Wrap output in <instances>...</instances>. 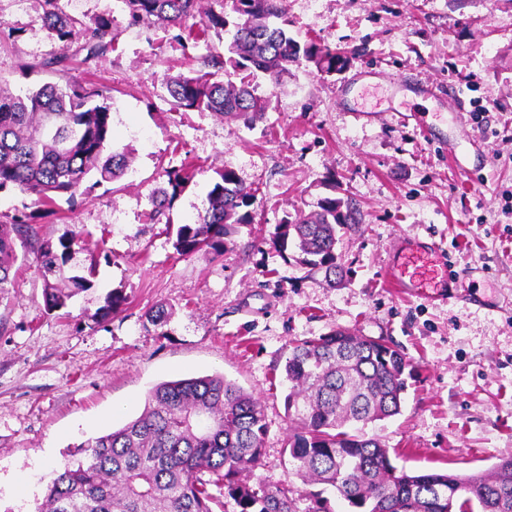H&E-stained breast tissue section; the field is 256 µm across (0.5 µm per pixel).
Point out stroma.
Returning a JSON list of instances; mask_svg holds the SVG:
<instances>
[{
    "label": "stroma",
    "mask_w": 512,
    "mask_h": 512,
    "mask_svg": "<svg viewBox=\"0 0 512 512\" xmlns=\"http://www.w3.org/2000/svg\"><path fill=\"white\" fill-rule=\"evenodd\" d=\"M61 5L86 23L113 18L114 50L63 73L41 69L67 46L43 28L40 0H0V86L95 84L112 143L134 162L53 205L0 191V217L26 209L54 240L78 226L84 249L108 254L66 309L46 314L31 261L0 301V512H36L77 445L138 416L155 385L212 374L259 398L268 429L255 476L285 479L288 344L336 328L394 344L415 366L400 414L364 428L400 464L469 474L512 458V0H287L296 40L349 61L333 74L293 65L277 84L259 76L272 108L252 130L175 111L163 84L202 70L224 46L215 32L179 42L128 26L121 0ZM456 154L468 173L453 169ZM186 159L201 168L196 186L176 201L172 226L148 223L163 169ZM224 168L255 189L252 223L231 226L223 255H178V225L195 222ZM332 196L360 218L336 245L333 282L298 265L295 247L270 243L284 216ZM401 235L438 245L461 276L455 298L388 286ZM114 289L127 302L99 322ZM160 305L174 311L162 328L146 317Z\"/></svg>",
    "instance_id": "stroma-1"
}]
</instances>
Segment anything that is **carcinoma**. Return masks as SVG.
Returning <instances> with one entry per match:
<instances>
[{"instance_id": "carcinoma-1", "label": "carcinoma", "mask_w": 512, "mask_h": 512, "mask_svg": "<svg viewBox=\"0 0 512 512\" xmlns=\"http://www.w3.org/2000/svg\"><path fill=\"white\" fill-rule=\"evenodd\" d=\"M122 2L130 26L175 28L182 40L193 37L186 22L198 17L201 32L231 35L224 52L210 55L214 71L169 75L164 84L176 109L232 118L248 129L271 108L270 97L257 92L258 74L277 84L288 66L303 60L326 73L347 63L344 51L316 41L302 46L290 35L286 0H223L218 12L204 8L203 0ZM41 3L42 27L76 44L74 54L88 61L112 49V19L86 24L67 14L60 0ZM72 55L45 58L41 66L63 72ZM101 97L93 84L46 83L21 95L0 87V190L16 188L46 205L73 200L94 171L105 181L122 177L129 151L113 148L111 109L98 102ZM196 175L192 163L165 171L166 187L152 196L149 223L170 219ZM216 175L196 222L178 227L180 256L203 247L222 255L229 225L251 221L256 190L230 169ZM356 223L349 203L326 197L311 214L282 219L272 244L284 252L288 240H296L301 264L331 274L338 232ZM82 238L75 226L56 242L43 239L22 212L0 220V298L19 257H33L45 276L71 260ZM97 265L91 257L63 287L45 282V311L67 308L75 293L91 286ZM125 301L119 292L109 294L97 317L112 319ZM413 370L396 346L342 329L289 342L285 408L294 429L284 452L291 475L304 486L332 487L353 512H512V458L484 473H418L398 465L378 439L345 430L399 414ZM266 432L259 398L221 374L162 382L149 391L138 417L80 445L82 458L65 464L48 485L39 512H213L222 498L233 501L236 512H334L321 491L254 478Z\"/></svg>"}]
</instances>
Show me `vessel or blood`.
Returning <instances> with one entry per match:
<instances>
[{
  "label": "vessel or blood",
  "instance_id": "1",
  "mask_svg": "<svg viewBox=\"0 0 512 512\" xmlns=\"http://www.w3.org/2000/svg\"><path fill=\"white\" fill-rule=\"evenodd\" d=\"M387 282L394 288L417 289L432 301L437 300L438 289L452 285L436 245L414 248L403 237L398 239L393 249V264Z\"/></svg>",
  "mask_w": 512,
  "mask_h": 512
}]
</instances>
